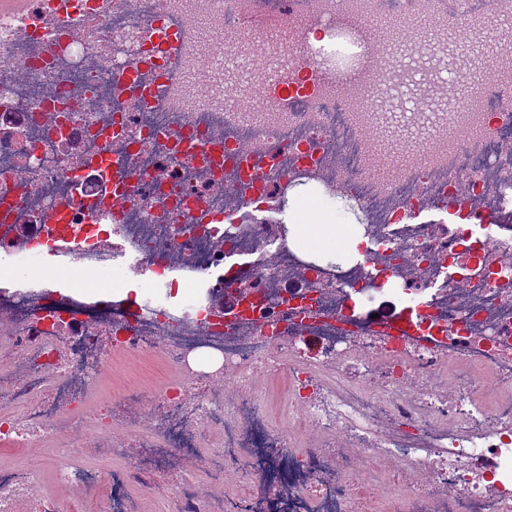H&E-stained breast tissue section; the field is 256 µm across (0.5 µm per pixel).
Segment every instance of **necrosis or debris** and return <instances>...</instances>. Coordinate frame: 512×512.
I'll use <instances>...</instances> for the list:
<instances>
[{
	"mask_svg": "<svg viewBox=\"0 0 512 512\" xmlns=\"http://www.w3.org/2000/svg\"><path fill=\"white\" fill-rule=\"evenodd\" d=\"M288 9L275 0L264 13L269 72L293 62L275 40ZM255 10L84 0L70 12L28 0L0 33V447L42 451L26 470L0 471V512H55L37 500L46 473L75 491L72 512L100 489L102 512H131L130 482L180 465L223 487L227 512H512V265L501 259L512 253V54L489 61L492 93L442 96L460 71L449 52L393 71L368 56L349 80L285 108L256 90L251 62L224 54ZM190 14L201 23L186 30L179 71L149 98L164 64L147 29ZM344 15L380 21L366 46L416 17L382 13L379 0H344ZM366 132L410 146L403 168L366 148ZM195 140L216 155L193 153ZM243 144L247 162L229 158ZM320 174L365 219L363 259L349 267L304 254L264 217ZM123 184L130 199L118 206ZM462 184L471 213L501 222L489 241L468 226L406 223L410 209L448 208ZM230 195L249 206L241 223L224 221ZM61 237L80 243L65 278L20 265ZM270 244L273 260L225 269ZM88 271L140 278L127 297L95 300ZM228 288L240 305L226 315L215 300ZM354 294L426 309L393 334L356 313ZM128 351L159 352L177 378L126 397L130 428L116 435L114 400L95 392ZM436 372L447 389L432 386ZM261 375L286 384L270 417L257 405Z\"/></svg>",
	"mask_w": 512,
	"mask_h": 512,
	"instance_id": "necrosis-or-debris-1",
	"label": "necrosis or debris"
}]
</instances>
